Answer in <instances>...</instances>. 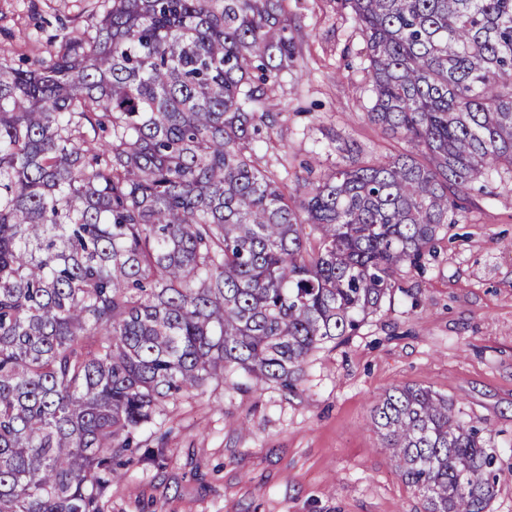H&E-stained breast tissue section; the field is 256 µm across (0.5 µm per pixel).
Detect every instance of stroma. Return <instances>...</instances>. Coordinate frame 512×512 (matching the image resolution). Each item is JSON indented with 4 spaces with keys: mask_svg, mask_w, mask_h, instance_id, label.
<instances>
[{
    "mask_svg": "<svg viewBox=\"0 0 512 512\" xmlns=\"http://www.w3.org/2000/svg\"><path fill=\"white\" fill-rule=\"evenodd\" d=\"M97 0H0L9 63L49 57L60 30L95 22ZM297 56L271 94L280 108L259 165L287 155L312 180L363 154L404 151L365 111V42L336 0H288ZM471 206L431 254L398 271L379 313L308 359L294 391L211 381L140 430L104 512H425L371 426L398 385L446 395L490 435L504 471L487 512H512V175L479 176Z\"/></svg>",
    "mask_w": 512,
    "mask_h": 512,
    "instance_id": "1",
    "label": "stroma"
}]
</instances>
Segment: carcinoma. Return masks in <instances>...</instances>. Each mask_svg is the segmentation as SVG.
<instances>
[{
  "instance_id": "obj_1",
  "label": "carcinoma",
  "mask_w": 512,
  "mask_h": 512,
  "mask_svg": "<svg viewBox=\"0 0 512 512\" xmlns=\"http://www.w3.org/2000/svg\"><path fill=\"white\" fill-rule=\"evenodd\" d=\"M339 3L413 151L316 184L253 159L285 0H107L51 59L0 55V512H102L133 433L226 373L294 388L512 173V0ZM371 425L426 512H485L497 449L448 396L392 388Z\"/></svg>"
}]
</instances>
